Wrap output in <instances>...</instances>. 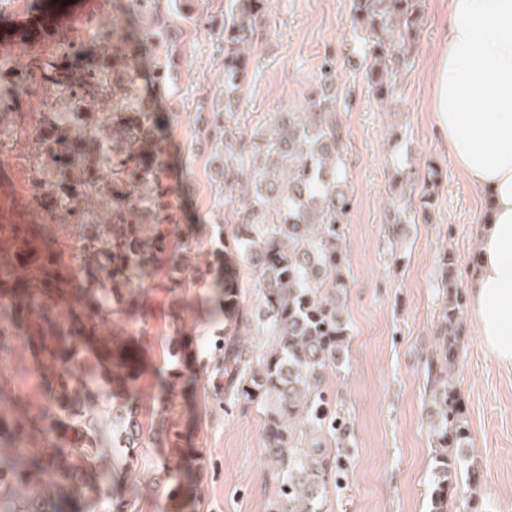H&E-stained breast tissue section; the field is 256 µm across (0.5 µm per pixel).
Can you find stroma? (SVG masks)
Returning a JSON list of instances; mask_svg holds the SVG:
<instances>
[{"instance_id":"35a3bbf8","label":"stroma","mask_w":512,"mask_h":512,"mask_svg":"<svg viewBox=\"0 0 512 512\" xmlns=\"http://www.w3.org/2000/svg\"><path fill=\"white\" fill-rule=\"evenodd\" d=\"M82 0L64 6L66 26L43 41L17 44L7 52L11 68L30 76L28 94L21 97L0 129L9 142L0 152V224H39L59 253L66 270L77 263L78 228L50 221L29 204L30 178L37 150L26 129L38 121L45 104L58 100L51 84L42 81V64L56 51L58 40L75 38L92 25L101 36L84 42L79 62L97 65L112 40L107 32L122 0H104L98 11H84ZM423 21L413 61L399 78L400 99L394 107L380 105L371 94L367 68L352 52L351 0H272V36L255 45L259 69L252 78L247 111L251 123L272 112L300 107L314 84L324 57L334 58L333 90L338 98L349 150L345 161L353 196L346 224L350 269L345 312L352 336L341 375H329L325 386L343 400L355 433L345 479L329 487L326 512H429L433 460L426 410L422 399V368L433 344L437 315L443 301L436 257L452 249L458 261L456 277L469 292L477 255V224L486 202L477 196L439 140L430 111L431 69L444 37L448 0H423ZM174 31L178 45L170 90L159 106L164 120V155L169 162L163 180L170 191V219L162 228L178 242L183 225L197 229L198 246L188 256L203 282L194 288L192 307L182 305L183 291L168 255L157 258L142 281L140 317L109 315L106 329H124L141 354L138 388L142 422L161 411L166 392L162 377L173 368L168 347L177 333L207 346L217 325L213 291L205 283L217 247L225 263L242 281L245 307L257 301L247 288L233 243H218L214 227L229 224L230 211L219 194L213 166L216 152L199 134L202 97L224 93V76L210 22L191 23L199 7L182 0ZM416 167L433 162L443 176L428 222L407 225L396 240L385 227L389 199L396 188L391 179L396 161ZM466 347L456 369L470 431V452L482 474L476 498L457 500L454 512H512V368L501 367L487 351L472 307L464 309ZM215 379L199 371L194 387L175 400V418L188 433V445L204 458L201 495L188 500L186 512H266L276 489L264 480L263 416L258 411L220 409L212 393ZM39 364L19 336L0 346V408L23 416L41 404ZM165 454L148 448L123 484L132 492V512H167V498L147 479L150 468Z\"/></svg>"}]
</instances>
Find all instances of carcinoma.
<instances>
[{"mask_svg": "<svg viewBox=\"0 0 512 512\" xmlns=\"http://www.w3.org/2000/svg\"><path fill=\"white\" fill-rule=\"evenodd\" d=\"M152 6L155 24L141 27L137 13ZM172 0H126L112 18V52L96 68L57 71L51 58L41 79L74 86L66 110L40 113L42 133L33 138L41 150L33 167L32 198L70 199L54 216L79 225L82 242L77 273L65 278L46 242L36 245L30 227L12 225L0 257V341L11 330L40 356L46 382L44 403L26 416L28 428L45 445L29 447L21 422L0 410V512H67L72 498L102 496V512H130L120 484L123 471L139 465L142 448H169L171 458L154 466L152 482L167 491L170 512H183L181 486L202 492V470L182 466L185 449L180 431L166 417L173 401L162 399L164 417L144 430L139 420V390L133 356L117 334L100 332L112 306L137 313L140 285L157 254L170 252L182 270L178 287L190 290L199 277L187 264L197 247L196 230H184L170 248L159 230L144 224L164 221L163 146L156 134V106L169 92L175 43L170 41ZM422 0H351V19L359 49L368 62L370 92L384 105L398 97L399 74L410 66L416 33L423 18ZM271 0H233L231 16L219 25L218 51L224 65V108L212 106L201 134L224 153L217 157L220 192L232 208L231 238L239 258L250 269L258 293L246 310L240 288L224 276V250L214 252L216 317L223 324L206 351L175 340L170 353L178 366L168 383L194 380L196 366L212 367L226 377L217 400L264 416L265 479L277 487L269 512H324L328 484L338 483L347 448L354 444L352 423L325 387L326 377L346 364L351 329L341 296L347 294L345 217L352 196L343 161L347 141L336 97L335 60L324 58L317 88L301 112H272L266 124L250 133L231 119L244 113L255 62L252 49L268 36ZM165 45L167 58H149L147 50ZM122 70L125 84L106 92L95 87L109 69ZM150 70L152 93L140 92L144 70ZM28 77L0 87V123L11 111ZM97 102L92 130L73 131L71 113L85 98ZM111 171L110 189L102 190L100 171ZM402 185L388 210L389 233L399 237L410 222L414 193L421 207H432L434 192L417 188L411 169L392 175ZM109 199V219L86 217L89 201ZM457 264L450 250L440 253L441 284L446 286L438 312L435 343L424 368L430 437L434 446L430 512H448L454 498L470 499L480 490V471L467 468L458 480L457 450L469 444L463 403L455 383L463 336V295L449 275ZM270 339L257 356L241 337L251 333Z\"/></svg>", "mask_w": 512, "mask_h": 512, "instance_id": "cac0c4a2", "label": "carcinoma"}]
</instances>
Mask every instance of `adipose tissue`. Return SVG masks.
<instances>
[{"label": "adipose tissue", "instance_id": "obj_1", "mask_svg": "<svg viewBox=\"0 0 512 512\" xmlns=\"http://www.w3.org/2000/svg\"><path fill=\"white\" fill-rule=\"evenodd\" d=\"M430 108L448 154L488 200L470 297L484 343L512 366V0H448Z\"/></svg>", "mask_w": 512, "mask_h": 512}]
</instances>
